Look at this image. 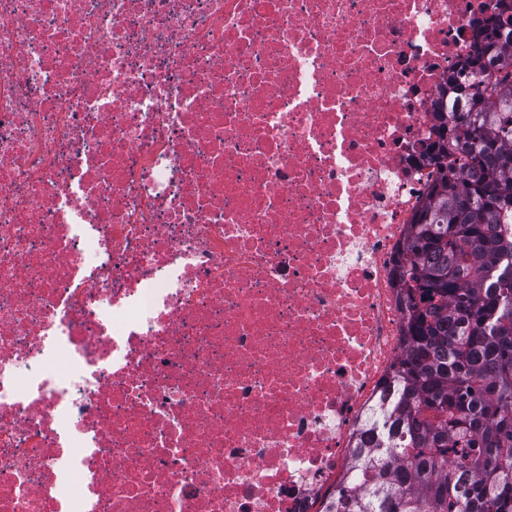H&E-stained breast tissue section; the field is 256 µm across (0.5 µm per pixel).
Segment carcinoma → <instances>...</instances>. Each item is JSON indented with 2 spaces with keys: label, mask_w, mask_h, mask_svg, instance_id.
Segmentation results:
<instances>
[{
  "label": "carcinoma",
  "mask_w": 512,
  "mask_h": 512,
  "mask_svg": "<svg viewBox=\"0 0 512 512\" xmlns=\"http://www.w3.org/2000/svg\"><path fill=\"white\" fill-rule=\"evenodd\" d=\"M434 103L435 168L394 267L390 387L325 512H512V0Z\"/></svg>",
  "instance_id": "1"
}]
</instances>
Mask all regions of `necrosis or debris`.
I'll list each match as a JSON object with an SVG mask.
<instances>
[{"label": "necrosis or debris", "mask_w": 512, "mask_h": 512, "mask_svg": "<svg viewBox=\"0 0 512 512\" xmlns=\"http://www.w3.org/2000/svg\"><path fill=\"white\" fill-rule=\"evenodd\" d=\"M493 3L0 0V512H319Z\"/></svg>", "instance_id": "necrosis-or-debris-1"}]
</instances>
